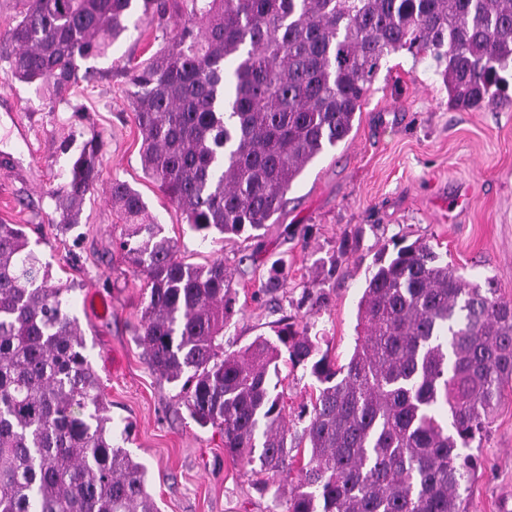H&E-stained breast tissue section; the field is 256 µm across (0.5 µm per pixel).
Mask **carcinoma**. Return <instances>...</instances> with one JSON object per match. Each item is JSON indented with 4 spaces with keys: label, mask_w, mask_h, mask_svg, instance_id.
Instances as JSON below:
<instances>
[{
    "label": "carcinoma",
    "mask_w": 512,
    "mask_h": 512,
    "mask_svg": "<svg viewBox=\"0 0 512 512\" xmlns=\"http://www.w3.org/2000/svg\"><path fill=\"white\" fill-rule=\"evenodd\" d=\"M6 32V78L57 99L86 79L136 22L170 36L124 69L141 165L201 241L263 237L306 166L350 134L382 62L431 56L448 105L507 98L512 0H20ZM100 175V145L71 155L48 223L67 231ZM124 261L146 281L135 327L153 371L182 382L202 427L233 461H260L257 489L283 512H468L505 384L512 381V300L469 279L433 245L382 246L358 303L347 363L311 326L285 315L275 339L224 349L237 313L234 272L181 257L141 193L115 180ZM349 237L313 261L307 298L321 309ZM273 262L262 291L287 286ZM22 225L0 221V512H158L148 470L113 443L112 418L70 311ZM314 378L315 397L286 420L279 362Z\"/></svg>",
    "instance_id": "carcinoma-1"
}]
</instances>
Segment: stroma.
<instances>
[{"label": "stroma", "mask_w": 512, "mask_h": 512, "mask_svg": "<svg viewBox=\"0 0 512 512\" xmlns=\"http://www.w3.org/2000/svg\"><path fill=\"white\" fill-rule=\"evenodd\" d=\"M165 36L158 25H140L107 57L90 61L91 79L63 102H49L35 85L0 76V101H14L31 128L28 143L19 142L0 108V156L12 155L25 170L20 177L0 168V219L23 225L55 282L72 285L70 309L110 407L112 433L147 467L160 512H274L271 496L254 486V466L233 462L219 431L191 418L179 385L159 379L134 340L144 280L123 260L122 222L109 201L113 180L142 194L187 261L244 266L235 277L238 311L224 332L226 349L273 336L277 321L292 315L324 333L331 357L343 364L355 346L357 304L368 271L379 248L392 241L438 246L466 276L494 278L502 296L512 299V98L452 110L432 58L404 51L389 56L350 135L294 181L261 248L237 238L204 242L143 174L142 136L122 73ZM93 136L101 144L100 179L78 226L63 233L48 222V191L69 167L58 144L68 137L78 147ZM347 234L356 236L357 245L330 288V304L310 309L301 299L312 261L332 254ZM250 252L255 261H244ZM280 256L288 261L287 287L257 297ZM480 455L483 468L471 484L469 512H512V385Z\"/></svg>", "instance_id": "1"}]
</instances>
